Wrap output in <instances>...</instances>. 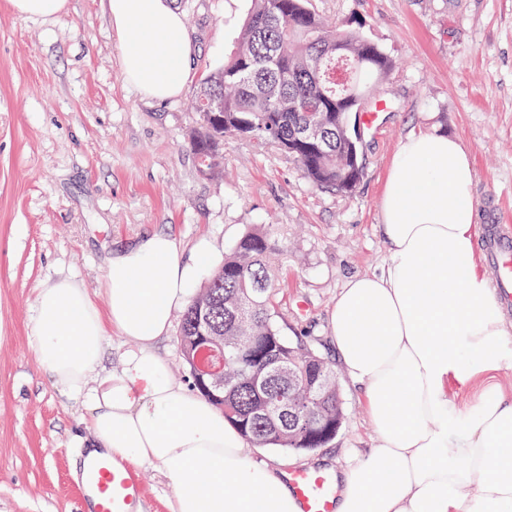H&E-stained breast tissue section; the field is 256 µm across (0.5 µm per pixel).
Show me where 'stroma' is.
I'll use <instances>...</instances> for the list:
<instances>
[{"label":"stroma","mask_w":512,"mask_h":512,"mask_svg":"<svg viewBox=\"0 0 512 512\" xmlns=\"http://www.w3.org/2000/svg\"><path fill=\"white\" fill-rule=\"evenodd\" d=\"M332 22L363 19L395 60L387 102L365 130L363 176L350 192L315 186L277 148L228 137L223 171L203 176L188 147L198 85L232 50L250 0H177L196 53L179 95L127 84L105 0H69L53 18L16 15L0 0V512H83L75 474L89 447L88 412L54 385L31 341L39 288L67 279L106 309L107 256L158 231L183 256L200 239L228 252L250 226L276 224L288 253L278 324L336 367L345 419L312 451L249 445L250 462L347 468L377 444L362 389L339 370L329 315L341 288L387 255L384 185L400 140L457 138L475 173L477 224L512 226V0H311ZM512 399V336L492 375L451 381L471 408L487 379ZM140 512H173L175 492L141 463Z\"/></svg>","instance_id":"35a3bbf8"}]
</instances>
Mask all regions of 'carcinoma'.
Here are the masks:
<instances>
[{"instance_id":"obj_1","label":"carcinoma","mask_w":512,"mask_h":512,"mask_svg":"<svg viewBox=\"0 0 512 512\" xmlns=\"http://www.w3.org/2000/svg\"><path fill=\"white\" fill-rule=\"evenodd\" d=\"M237 47L219 71L197 88L198 129L188 142L201 171L219 173L224 137L273 145L291 156L320 188L352 191L362 176V148L354 144L356 115L372 103V92L396 66L378 43L344 24H327L309 0H251ZM224 111L209 116L207 103ZM317 126V149L300 131ZM276 224L246 231L224 264L194 296L181 316L183 361L194 370L197 337L224 345V392L194 383L253 444L289 450L316 447L305 436L307 422L344 419L336 375L314 348L293 345L277 325L278 290L270 258L284 253ZM298 367L305 380L323 384L312 397L308 385H288L269 363Z\"/></svg>"}]
</instances>
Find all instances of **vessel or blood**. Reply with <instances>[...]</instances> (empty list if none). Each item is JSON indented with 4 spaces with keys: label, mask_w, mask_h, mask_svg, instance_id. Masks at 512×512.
<instances>
[{
    "label": "vessel or blood",
    "mask_w": 512,
    "mask_h": 512,
    "mask_svg": "<svg viewBox=\"0 0 512 512\" xmlns=\"http://www.w3.org/2000/svg\"><path fill=\"white\" fill-rule=\"evenodd\" d=\"M480 233L487 262L497 272V289L505 295L512 293V268L505 264L512 254V232L501 224H485ZM288 484L300 500L302 512H334V490L324 473L296 469L289 472ZM86 486L97 492L95 512H136L138 508L142 481L132 468L90 464Z\"/></svg>",
    "instance_id": "b4317fda"
}]
</instances>
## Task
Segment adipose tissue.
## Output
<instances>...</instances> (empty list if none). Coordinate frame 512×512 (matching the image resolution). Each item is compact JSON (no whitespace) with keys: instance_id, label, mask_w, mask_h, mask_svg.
Returning <instances> with one entry per match:
<instances>
[{"instance_id":"obj_1","label":"adipose tissue","mask_w":512,"mask_h":512,"mask_svg":"<svg viewBox=\"0 0 512 512\" xmlns=\"http://www.w3.org/2000/svg\"><path fill=\"white\" fill-rule=\"evenodd\" d=\"M107 15L124 79L156 99L178 95L195 46L175 0H107ZM473 180L467 151L443 133L410 134L393 157L380 224L388 258L349 280L330 315L336 354L380 436L336 471V512H512V401L491 384L465 412L448 397L450 379L496 366L507 335L475 260ZM215 266L208 242L187 261L168 235L146 236L108 258L106 312L70 281L40 290L35 348L52 381L90 411L85 457L156 465L175 512H300L287 484L249 462L239 431L173 382L155 350ZM110 327L133 348L103 374Z\"/></svg>"}]
</instances>
